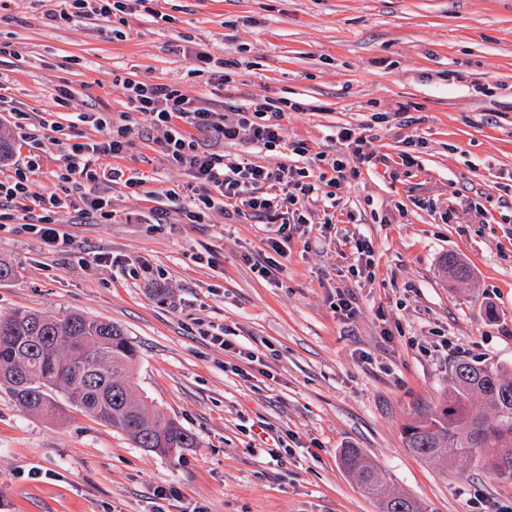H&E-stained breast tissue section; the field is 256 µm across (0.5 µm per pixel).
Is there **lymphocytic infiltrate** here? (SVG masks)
<instances>
[{"label":"lymphocytic infiltrate","mask_w":512,"mask_h":512,"mask_svg":"<svg viewBox=\"0 0 512 512\" xmlns=\"http://www.w3.org/2000/svg\"><path fill=\"white\" fill-rule=\"evenodd\" d=\"M148 0H62L61 9L47 13L48 21L80 26L96 18L106 23L123 22L126 15ZM123 85L134 112L147 126L145 136L153 141L173 166L191 173L192 196L167 190V200L178 204L192 224L208 220L211 211L231 210L261 224L275 225L267 238L268 256L256 259L253 267L270 277L287 258L292 227L311 221L314 208H336L350 177L344 155L313 151L304 141L286 142L281 120L284 110L275 102H252L238 107L236 120H226L211 102L187 97L174 84H154L124 79ZM77 121L103 132L102 141L73 142L64 148V161L54 190L37 193L32 177L40 168L36 158L15 162L9 176L0 180V224L22 221L24 229L47 250L63 249L67 237L53 216L58 209L71 208L101 223L112 219L109 203L97 195L100 185L109 184L134 191L145 178L127 175L118 166L131 144L132 125L115 123L97 112H81ZM242 142L261 152L288 149L292 154L312 156L305 166H264L242 157L228 162L220 143Z\"/></svg>","instance_id":"lymphocytic-infiltrate-1"}]
</instances>
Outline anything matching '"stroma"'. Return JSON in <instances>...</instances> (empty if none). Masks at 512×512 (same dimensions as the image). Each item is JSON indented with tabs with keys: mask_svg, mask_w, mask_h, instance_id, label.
Segmentation results:
<instances>
[{
	"mask_svg": "<svg viewBox=\"0 0 512 512\" xmlns=\"http://www.w3.org/2000/svg\"><path fill=\"white\" fill-rule=\"evenodd\" d=\"M59 5L0 10V130L14 158L41 157L37 189L52 188L63 142L101 140L73 124L76 113L129 111L125 77L214 97L226 114L298 101L281 120L287 141L333 153L337 127L365 126L374 157L348 180L331 224L294 231L270 278L253 267L269 225L218 212L187 224L175 204L155 215L144 194L120 187L105 192L111 223L59 210L68 250L1 227L0 257L16 274L0 281V313L78 311L121 326L138 351L140 392L195 445L159 455L73 408L62 420L24 412L0 385V512H154L161 488L176 493L169 512H378L340 465L349 447L426 512H468L478 495L512 506V479L442 469L403 435L447 396L454 361L512 367V0H155L160 20L136 12L119 27L49 24ZM182 39L237 60L230 82L213 86L171 52ZM62 83L71 95L61 105L52 90ZM39 123L52 133L26 139ZM415 135L425 146L403 164ZM119 163L146 174L159 198L191 181L149 141ZM361 239L373 261L356 276ZM85 251L116 268L78 265ZM206 251L212 264L192 261ZM451 253L469 262L472 283L442 272ZM123 262L151 273L129 277ZM348 292L349 317L336 308ZM210 324L258 362L213 346L201 334ZM264 425L292 435L282 461L255 436ZM34 468L41 479L29 478Z\"/></svg>",
	"mask_w": 512,
	"mask_h": 512,
	"instance_id": "stroma-1",
	"label": "stroma"
}]
</instances>
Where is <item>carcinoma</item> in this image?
Listing matches in <instances>:
<instances>
[{
	"label": "carcinoma",
	"instance_id": "cac0c4a2",
	"mask_svg": "<svg viewBox=\"0 0 512 512\" xmlns=\"http://www.w3.org/2000/svg\"><path fill=\"white\" fill-rule=\"evenodd\" d=\"M443 268L456 281L472 279L470 266L455 254ZM138 351L126 332L109 320L78 312L0 314V384L24 411L61 416L70 405L101 425L128 435L138 448L167 455L193 447L195 438L165 417L135 390ZM479 396L485 411L472 409ZM406 447L446 470L478 461L488 472L512 478V369L481 361L452 366L448 397L439 409L410 423ZM341 466L379 512H426L417 500L390 492L359 448H346Z\"/></svg>",
	"mask_w": 512,
	"mask_h": 512
}]
</instances>
